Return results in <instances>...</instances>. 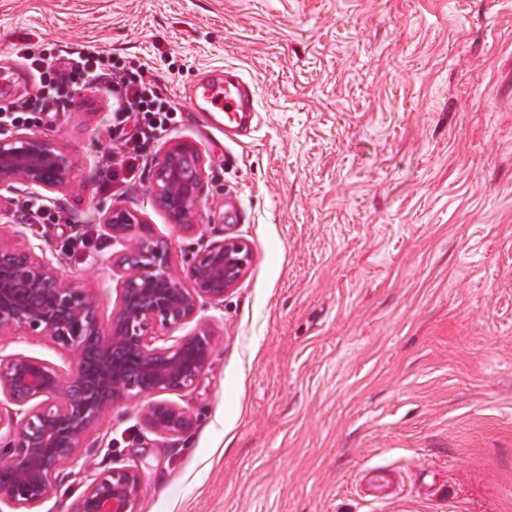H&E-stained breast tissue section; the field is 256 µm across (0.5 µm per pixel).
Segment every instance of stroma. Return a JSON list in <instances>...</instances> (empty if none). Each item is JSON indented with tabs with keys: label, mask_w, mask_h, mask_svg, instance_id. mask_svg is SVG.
Returning <instances> with one entry per match:
<instances>
[{
	"label": "stroma",
	"mask_w": 512,
	"mask_h": 512,
	"mask_svg": "<svg viewBox=\"0 0 512 512\" xmlns=\"http://www.w3.org/2000/svg\"><path fill=\"white\" fill-rule=\"evenodd\" d=\"M89 45L159 86L182 113L114 193L107 84L64 92L37 127L74 165L48 193L71 224L9 223L100 302L118 301L103 225L121 206L187 274L231 234L252 260L193 325L214 334L199 383L161 393L193 427L171 437L141 405H114L58 468L35 512H65L89 469L142 474L136 512H512V0H0V72L12 100L39 84L15 47ZM209 68L255 93L250 136L201 127L183 90ZM200 153L196 233L146 192L171 143ZM63 373L49 337L0 336ZM396 497L360 496L363 470ZM362 477L360 490L373 500L392 498L396 491V479L392 470L372 468Z\"/></svg>",
	"instance_id": "obj_1"
}]
</instances>
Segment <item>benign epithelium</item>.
<instances>
[{
	"instance_id": "benign-epithelium-1",
	"label": "benign epithelium",
	"mask_w": 512,
	"mask_h": 512,
	"mask_svg": "<svg viewBox=\"0 0 512 512\" xmlns=\"http://www.w3.org/2000/svg\"><path fill=\"white\" fill-rule=\"evenodd\" d=\"M202 159L187 142H175L154 164L146 191L155 206L185 233L198 228ZM73 183V163L55 141L31 133L0 130V203L22 191L43 196ZM138 214L120 206L104 216L117 250L119 301L101 322L97 300L34 247L8 241L0 225V336L16 331L48 336L76 356L63 375L43 359L16 354L0 358V394L17 406L0 430L8 438L0 452V503L12 512H33L49 494L52 475L73 461L87 435L120 401L142 404L154 431L178 436L193 419L188 411L155 396L196 384L213 353L207 327L156 345L159 333L177 329L196 315L199 301H219L244 277L248 243L226 234L192 258L188 278L174 272L168 249L137 231ZM142 475L130 467L89 474L69 512H135Z\"/></svg>"
}]
</instances>
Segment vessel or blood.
<instances>
[{
	"mask_svg": "<svg viewBox=\"0 0 512 512\" xmlns=\"http://www.w3.org/2000/svg\"><path fill=\"white\" fill-rule=\"evenodd\" d=\"M197 120L202 126L230 138L251 127L256 112L249 83L232 78L225 70L203 72L187 89ZM360 489L374 500L392 498L396 491L393 471L373 468L362 478Z\"/></svg>",
	"mask_w": 512,
	"mask_h": 512,
	"instance_id": "vessel-or-blood-1",
	"label": "vessel or blood"
}]
</instances>
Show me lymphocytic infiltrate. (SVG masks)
<instances>
[{"instance_id":"obj_1","label":"lymphocytic infiltrate","mask_w":512,"mask_h":512,"mask_svg":"<svg viewBox=\"0 0 512 512\" xmlns=\"http://www.w3.org/2000/svg\"><path fill=\"white\" fill-rule=\"evenodd\" d=\"M17 51L39 75L40 94L22 103L0 108V121L13 125L42 124L45 112L59 105L64 90H80L94 81L107 83L116 97L119 121L114 131L119 137L121 158L115 162L112 178L130 184L133 162L144 148L161 135L177 130L182 114L154 85L112 72L111 58L92 46L57 55L54 47L21 42Z\"/></svg>"}]
</instances>
